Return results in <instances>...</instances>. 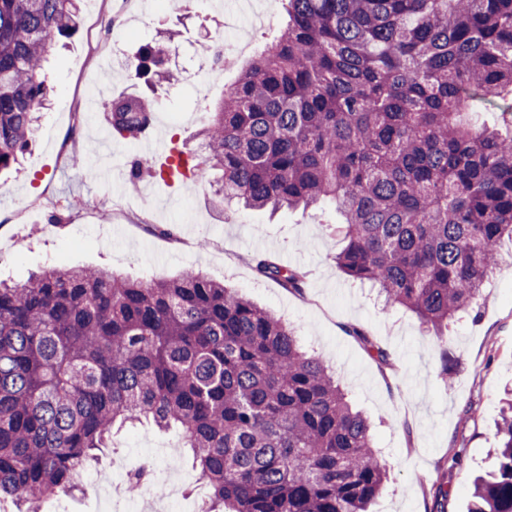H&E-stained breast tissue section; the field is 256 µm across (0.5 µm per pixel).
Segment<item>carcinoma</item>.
I'll return each instance as SVG.
<instances>
[{"label":"carcinoma","instance_id":"carcinoma-1","mask_svg":"<svg viewBox=\"0 0 512 512\" xmlns=\"http://www.w3.org/2000/svg\"><path fill=\"white\" fill-rule=\"evenodd\" d=\"M285 2V27L199 132L202 164L221 171L214 203H333L337 268L445 346L512 242V0ZM80 21V0H0V172L28 146L53 91L45 63ZM168 53L144 45L140 74L170 82ZM151 120L141 97L106 118L127 141ZM255 270L302 289L298 270ZM346 332L390 365L365 329ZM143 419L181 429L202 512H368L389 479L370 423L294 329L202 271L52 266L0 281V496L43 512ZM495 438L469 512H512V397Z\"/></svg>","mask_w":512,"mask_h":512}]
</instances>
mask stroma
Instances as JSON below:
<instances>
[{"label": "stroma", "mask_w": 512, "mask_h": 512, "mask_svg": "<svg viewBox=\"0 0 512 512\" xmlns=\"http://www.w3.org/2000/svg\"><path fill=\"white\" fill-rule=\"evenodd\" d=\"M225 0H179L174 10L154 0H83L79 32L50 59L53 107L32 136L20 172L0 176V279L25 283L47 265L107 267L135 277L164 279L188 266L237 288L292 325L306 348L335 373L351 402L375 424L389 480L371 512H430L432 486L448 485L446 512H467L473 481L493 470L500 399L512 388V262L503 261L486 283L474 314L453 325L440 345L415 315L385 307L375 290L336 267L341 247L332 227L339 217L331 203L308 211L275 213L212 203L219 171L167 185L161 178L128 179L127 162L140 155L139 143L115 136L106 124L110 105L84 112L73 125L66 105L79 80L104 78L109 96L151 93L160 101L152 124L178 148L197 150L200 115L224 97L241 63L215 73L199 44L221 33ZM125 20L112 31L108 54L90 57L87 30L97 15ZM176 31L169 67L177 80L146 88L127 65L161 30ZM101 139L111 155L98 152L74 165L65 140ZM82 206L68 210L71 199ZM150 203L147 223L137 217ZM63 221H48L51 212ZM269 258L305 274L302 292L286 290L257 276L256 259ZM364 327L386 347L393 365L382 368L346 329ZM455 383L446 389L442 370ZM176 432L149 424L123 429L106 449L103 468L115 482L145 459H180L184 496L200 495L197 472L182 458Z\"/></svg>", "instance_id": "stroma-1"}]
</instances>
